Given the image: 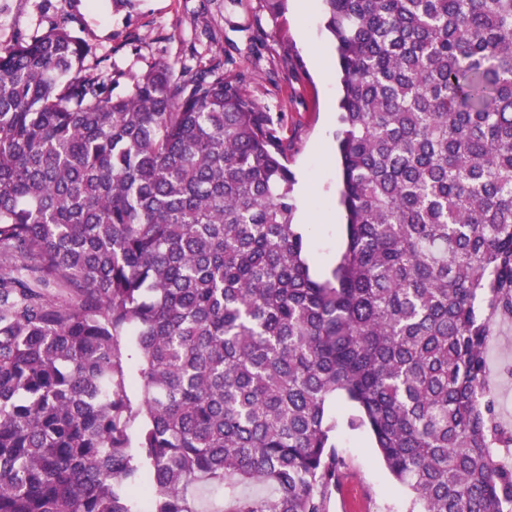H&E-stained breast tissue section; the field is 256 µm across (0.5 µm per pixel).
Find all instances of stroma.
Here are the masks:
<instances>
[{
	"label": "stroma",
	"instance_id": "stroma-1",
	"mask_svg": "<svg viewBox=\"0 0 512 512\" xmlns=\"http://www.w3.org/2000/svg\"><path fill=\"white\" fill-rule=\"evenodd\" d=\"M301 2L288 0L275 16L266 0H0V47L63 25L113 71L137 74L160 60L179 74L220 62L225 76H243L246 91L269 113L286 146L296 178L294 221L314 267L337 255L343 242L334 139L342 89L315 64L319 58L336 63L322 0H312L308 12ZM488 358L499 391L497 413L512 427V379L502 373L512 362V321L495 326ZM340 446L347 477L329 512H407L409 492L387 474L365 435H343Z\"/></svg>",
	"mask_w": 512,
	"mask_h": 512
}]
</instances>
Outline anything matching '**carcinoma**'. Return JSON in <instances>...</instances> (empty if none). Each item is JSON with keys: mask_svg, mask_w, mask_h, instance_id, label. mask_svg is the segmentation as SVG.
<instances>
[{"mask_svg": "<svg viewBox=\"0 0 512 512\" xmlns=\"http://www.w3.org/2000/svg\"><path fill=\"white\" fill-rule=\"evenodd\" d=\"M322 2L347 220L322 280L244 79L110 72L63 26L0 48V512H327L345 431L408 512H512L487 379L512 0Z\"/></svg>", "mask_w": 512, "mask_h": 512, "instance_id": "1", "label": "carcinoma"}]
</instances>
